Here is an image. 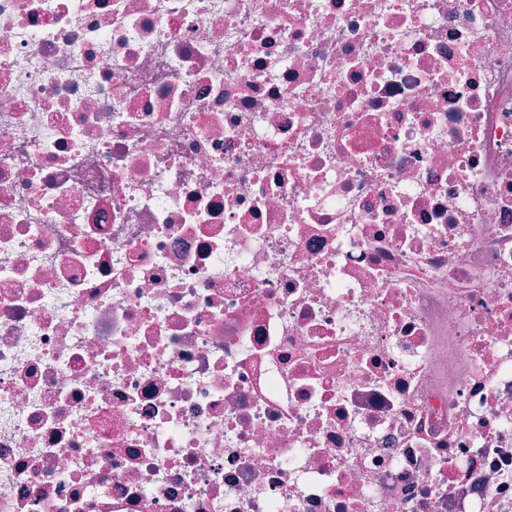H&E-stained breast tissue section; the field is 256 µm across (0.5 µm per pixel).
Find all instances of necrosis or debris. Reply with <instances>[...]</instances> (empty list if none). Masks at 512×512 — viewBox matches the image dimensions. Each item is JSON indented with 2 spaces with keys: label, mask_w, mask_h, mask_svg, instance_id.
Returning a JSON list of instances; mask_svg holds the SVG:
<instances>
[{
  "label": "necrosis or debris",
  "mask_w": 512,
  "mask_h": 512,
  "mask_svg": "<svg viewBox=\"0 0 512 512\" xmlns=\"http://www.w3.org/2000/svg\"><path fill=\"white\" fill-rule=\"evenodd\" d=\"M0 512H512V0H0Z\"/></svg>",
  "instance_id": "1"
}]
</instances>
